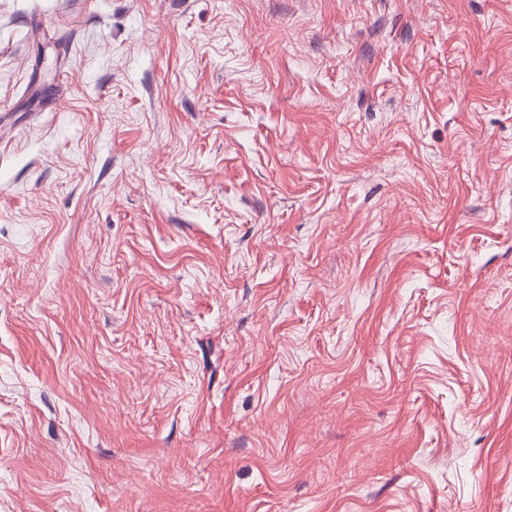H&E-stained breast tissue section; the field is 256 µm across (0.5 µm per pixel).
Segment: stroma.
Returning a JSON list of instances; mask_svg holds the SVG:
<instances>
[{
  "label": "stroma",
  "mask_w": 512,
  "mask_h": 512,
  "mask_svg": "<svg viewBox=\"0 0 512 512\" xmlns=\"http://www.w3.org/2000/svg\"><path fill=\"white\" fill-rule=\"evenodd\" d=\"M0 512H512V0H0Z\"/></svg>",
  "instance_id": "1"
}]
</instances>
